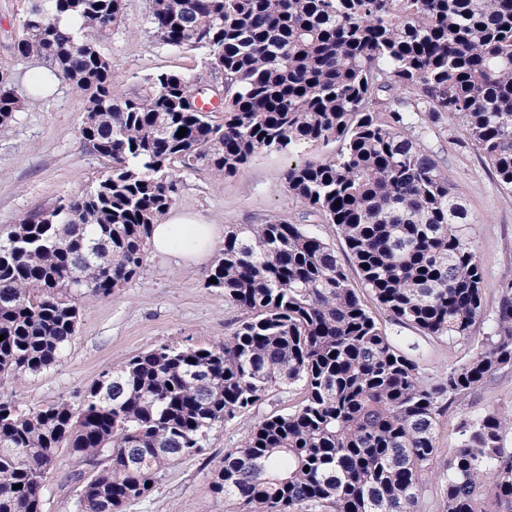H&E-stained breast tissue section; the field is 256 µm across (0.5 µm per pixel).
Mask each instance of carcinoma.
Segmentation results:
<instances>
[{
    "mask_svg": "<svg viewBox=\"0 0 512 512\" xmlns=\"http://www.w3.org/2000/svg\"><path fill=\"white\" fill-rule=\"evenodd\" d=\"M123 13L124 0H32L26 12L16 55L83 95L81 138L109 170L0 239V388L64 355L81 298L140 274L151 227L175 202L174 166L232 176L259 150L303 144L340 148L290 164L285 188L336 225L390 319L431 340L469 338L482 267L419 118L424 104L457 120L512 191V0H152L159 41L207 50L224 76L219 118L176 73L112 97L97 39ZM27 103L0 84V134ZM210 276L238 311L224 342L155 346L104 371L77 404L22 411L0 397V512H43L61 448L93 470L74 512H124L215 426L296 385L295 409L265 416L214 474L213 492L239 512H422L434 479L440 512H512L511 418L464 417L459 448L435 470L448 403L512 366V276L484 347L434 381L418 343L382 331L333 248L302 224L238 225Z\"/></svg>",
    "mask_w": 512,
    "mask_h": 512,
    "instance_id": "carcinoma-1",
    "label": "carcinoma"
}]
</instances>
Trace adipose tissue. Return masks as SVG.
<instances>
[{"instance_id":"adipose-tissue-1","label":"adipose tissue","mask_w":512,"mask_h":512,"mask_svg":"<svg viewBox=\"0 0 512 512\" xmlns=\"http://www.w3.org/2000/svg\"><path fill=\"white\" fill-rule=\"evenodd\" d=\"M219 242L218 225L198 223L178 214L164 218L151 231L155 252L175 256L188 265L206 260Z\"/></svg>"}]
</instances>
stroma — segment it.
Here are the masks:
<instances>
[{
    "mask_svg": "<svg viewBox=\"0 0 512 512\" xmlns=\"http://www.w3.org/2000/svg\"><path fill=\"white\" fill-rule=\"evenodd\" d=\"M27 0H0V66L11 70L19 93L29 94L34 60L18 58L13 46L22 33ZM151 0H125V20L98 41L100 52L116 74L112 95L125 99L143 93L163 72H176L200 84L223 78L210 67L206 50L175 48L153 34L147 16ZM83 98L66 82L54 94L32 101L17 113L8 134L0 135V238L19 215L43 210L56 201L80 195L104 169L103 160L84 147ZM425 144L448 173L451 191L471 218L462 233L477 252L483 274V314L468 343L420 338L417 331L391 321L367 290L359 296L377 323L395 340L418 342L415 356L433 378L458 368L479 352L501 299V281L512 273V193L504 190L478 154L464 142L449 119L428 124ZM284 155L258 151L238 174L215 177L207 171L177 170L178 195L173 213L231 228L282 220L303 224L334 248L350 279L358 274L335 225L288 193ZM210 263L187 267L171 256L149 254L139 276L119 292L90 299L78 333L59 362L36 375L10 380L0 390L22 409L72 401L92 386L103 371L162 343L212 346L223 342L224 326L236 315L224 295L207 285ZM298 394L281 389L262 405L210 431L203 451L164 470L154 492L127 504L125 512H228L223 498L211 491L224 453L239 447L266 415L296 404ZM495 410L512 414V366L500 368L479 387L459 395L440 416L436 429L439 459L460 445L463 413ZM74 460L60 449L58 467L44 490L43 512H73L79 484L71 477Z\"/></svg>",
    "mask_w": 512,
    "mask_h": 512,
    "instance_id": "stroma-1",
    "label": "stroma"
}]
</instances>
